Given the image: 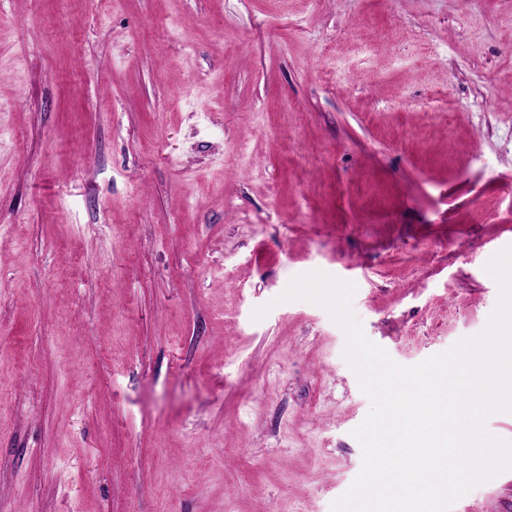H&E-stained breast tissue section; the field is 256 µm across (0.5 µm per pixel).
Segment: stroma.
<instances>
[{"label": "stroma", "mask_w": 512, "mask_h": 512, "mask_svg": "<svg viewBox=\"0 0 512 512\" xmlns=\"http://www.w3.org/2000/svg\"><path fill=\"white\" fill-rule=\"evenodd\" d=\"M510 245L512 0H0V512H331L370 402L277 296L414 365Z\"/></svg>", "instance_id": "1"}]
</instances>
